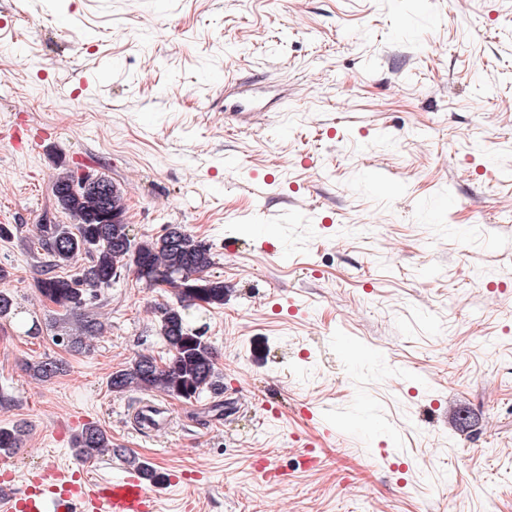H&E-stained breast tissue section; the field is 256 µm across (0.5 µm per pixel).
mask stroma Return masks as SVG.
<instances>
[{
	"mask_svg": "<svg viewBox=\"0 0 512 512\" xmlns=\"http://www.w3.org/2000/svg\"><path fill=\"white\" fill-rule=\"evenodd\" d=\"M66 171L111 178L135 240L212 248L224 304L190 319L224 391L156 394L168 432L108 380L168 359L174 290L123 271L76 351L35 286ZM510 199L512 0H0V428L27 426L0 474L26 491L94 425L126 455L82 476L136 457L158 512H512ZM48 358L64 372L34 376ZM164 413L162 408L156 405L143 403L136 410V419L143 429L160 431L167 428L168 417Z\"/></svg>",
	"mask_w": 512,
	"mask_h": 512,
	"instance_id": "obj_1",
	"label": "stroma"
}]
</instances>
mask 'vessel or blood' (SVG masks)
<instances>
[{
  "mask_svg": "<svg viewBox=\"0 0 512 512\" xmlns=\"http://www.w3.org/2000/svg\"><path fill=\"white\" fill-rule=\"evenodd\" d=\"M136 419L144 429H166L168 418L162 408L142 404ZM157 493L143 469H129L111 479L89 480L73 471L56 473L45 481L32 472L28 491L20 495L9 483L0 484V503L7 512H156Z\"/></svg>",
  "mask_w": 512,
  "mask_h": 512,
  "instance_id": "vessel-or-blood-1",
  "label": "vessel or blood"
}]
</instances>
